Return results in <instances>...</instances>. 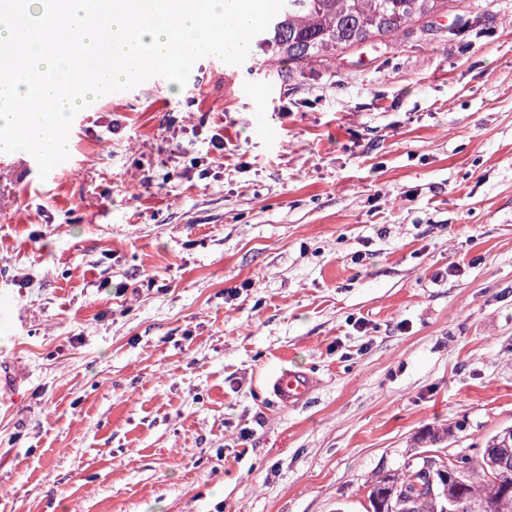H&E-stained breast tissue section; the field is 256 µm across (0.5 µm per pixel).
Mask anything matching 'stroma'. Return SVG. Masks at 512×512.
<instances>
[{
    "label": "stroma",
    "mask_w": 512,
    "mask_h": 512,
    "mask_svg": "<svg viewBox=\"0 0 512 512\" xmlns=\"http://www.w3.org/2000/svg\"><path fill=\"white\" fill-rule=\"evenodd\" d=\"M68 149L0 154V512H366L417 434L512 427V0L206 56ZM270 387L283 406L295 407L313 393L316 381L310 373L287 369L272 379Z\"/></svg>",
    "instance_id": "obj_1"
}]
</instances>
